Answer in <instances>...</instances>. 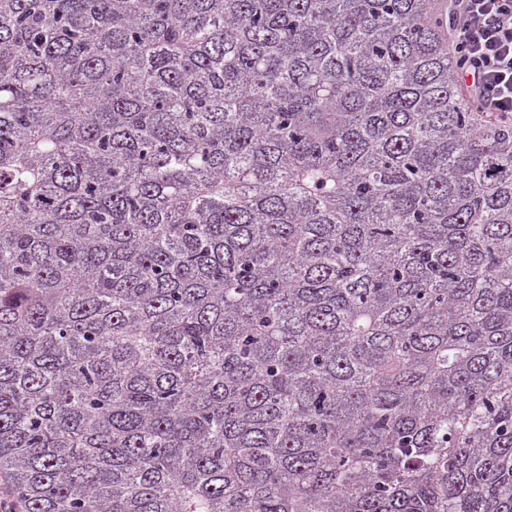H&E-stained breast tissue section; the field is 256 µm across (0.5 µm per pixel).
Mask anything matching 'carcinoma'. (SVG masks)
<instances>
[{"mask_svg": "<svg viewBox=\"0 0 512 512\" xmlns=\"http://www.w3.org/2000/svg\"><path fill=\"white\" fill-rule=\"evenodd\" d=\"M448 0H0L22 512H512V123Z\"/></svg>", "mask_w": 512, "mask_h": 512, "instance_id": "obj_1", "label": "carcinoma"}]
</instances>
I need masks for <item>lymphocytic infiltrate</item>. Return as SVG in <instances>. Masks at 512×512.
<instances>
[{"mask_svg":"<svg viewBox=\"0 0 512 512\" xmlns=\"http://www.w3.org/2000/svg\"><path fill=\"white\" fill-rule=\"evenodd\" d=\"M452 52L479 109L512 121V0H448Z\"/></svg>","mask_w":512,"mask_h":512,"instance_id":"obj_1","label":"lymphocytic infiltrate"}]
</instances>
